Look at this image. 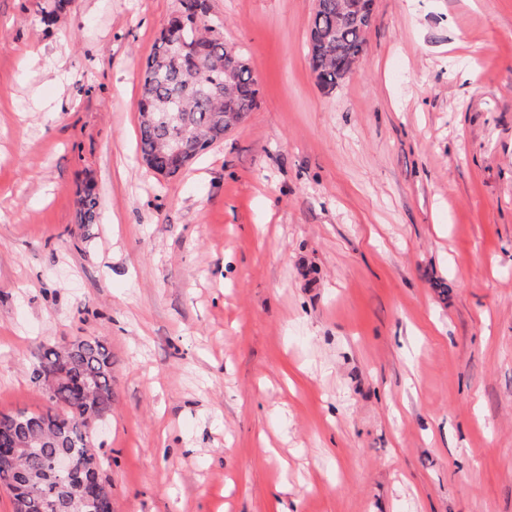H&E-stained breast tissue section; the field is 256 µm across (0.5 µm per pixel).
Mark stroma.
I'll use <instances>...</instances> for the list:
<instances>
[{
    "label": "stroma",
    "instance_id": "obj_1",
    "mask_svg": "<svg viewBox=\"0 0 512 512\" xmlns=\"http://www.w3.org/2000/svg\"><path fill=\"white\" fill-rule=\"evenodd\" d=\"M50 2L0 0V412L96 336L112 512H512V0H374L332 91L315 0H208L258 106L174 177L136 142L177 0ZM78 204L82 205L79 210V220L82 224H95L98 208V197L92 186L87 185L84 190L79 192Z\"/></svg>",
    "mask_w": 512,
    "mask_h": 512
}]
</instances>
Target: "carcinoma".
I'll return each mask as SVG.
<instances>
[{"mask_svg":"<svg viewBox=\"0 0 512 512\" xmlns=\"http://www.w3.org/2000/svg\"><path fill=\"white\" fill-rule=\"evenodd\" d=\"M346 2L317 0L315 5L307 56L319 60L315 77L323 89L332 90L349 77L352 63L365 51L370 24L352 16ZM179 12L195 19L185 36L189 41L200 37L207 44L206 55L195 68H184L167 56L162 30L140 78L138 154L143 161L154 160L165 176L183 170L167 164L172 149L193 160L257 106V81L248 58L239 50L229 53L224 33L206 23L202 2L179 0ZM78 204L80 222L95 223L98 197L92 186L79 193ZM35 358L34 381L47 365L65 372V382L53 394L41 388L47 406L27 425L0 429V448L28 449L12 471H0V484L8 487L17 479L34 491L49 486L60 501L72 503L82 499L84 489L77 482L52 479L51 457L73 451L95 460L104 474L106 462L95 448L94 431L81 425V419L88 408L102 419L112 411V352L96 336H78L63 346L38 348Z\"/></svg>","mask_w":512,"mask_h":512,"instance_id":"1","label":"carcinoma"}]
</instances>
